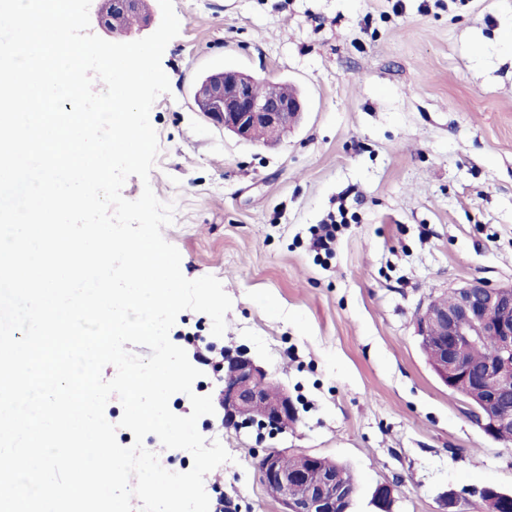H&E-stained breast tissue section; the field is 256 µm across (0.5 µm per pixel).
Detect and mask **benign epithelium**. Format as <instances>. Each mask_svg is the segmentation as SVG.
I'll return each instance as SVG.
<instances>
[{
    "label": "benign epithelium",
    "instance_id": "1",
    "mask_svg": "<svg viewBox=\"0 0 512 512\" xmlns=\"http://www.w3.org/2000/svg\"><path fill=\"white\" fill-rule=\"evenodd\" d=\"M140 10V23L127 32L132 36L149 28L153 11L139 0H108L97 9L99 26L111 32L112 10ZM260 79L239 71L215 69L196 85L194 98L204 117L215 127L240 140L260 143L257 134L264 128L289 132L303 110L299 96L260 97L256 84ZM446 306L428 304L418 313L420 343L431 346L435 373L452 390L459 385L486 384L491 398L505 403L496 412L475 409L484 435L496 441L500 432L512 430V407L506 405L512 389L499 383L503 373L512 372V284L493 287L473 279L448 291ZM485 336L495 340L493 354L479 364L463 360L469 343ZM224 387L218 405L224 420L233 425L245 415L272 431H285L297 422L296 407L288 393L255 360L238 352L228 354L219 367ZM288 452L269 448L258 459L257 475L268 491L280 501L285 512H336V499L348 495L336 470L321 465V457L301 454L288 466ZM394 487L380 483L374 488L376 512H393Z\"/></svg>",
    "mask_w": 512,
    "mask_h": 512
}]
</instances>
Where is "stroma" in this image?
Returning <instances> with one entry per match:
<instances>
[{"instance_id": "obj_1", "label": "stroma", "mask_w": 512, "mask_h": 512, "mask_svg": "<svg viewBox=\"0 0 512 512\" xmlns=\"http://www.w3.org/2000/svg\"><path fill=\"white\" fill-rule=\"evenodd\" d=\"M163 54L170 90L150 112L159 154L148 182L174 204L164 239L190 279L232 299L222 337L179 314L193 352L247 349L298 411L285 432L202 416L231 462L204 479L226 512H284L259 482L266 449L347 465L351 512H481L479 489L512 492V446L487 438L437 378L417 315L478 278L512 284V0H174ZM291 82L304 114L269 147L224 134L193 101L209 71ZM344 214L326 261L312 231ZM456 508H449V499Z\"/></svg>"}]
</instances>
